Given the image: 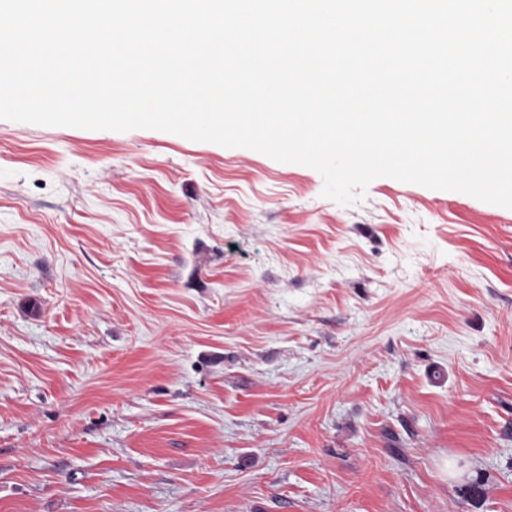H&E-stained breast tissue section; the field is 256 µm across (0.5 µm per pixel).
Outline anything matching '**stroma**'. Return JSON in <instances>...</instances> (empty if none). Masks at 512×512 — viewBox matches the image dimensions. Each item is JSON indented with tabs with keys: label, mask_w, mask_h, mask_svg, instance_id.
I'll use <instances>...</instances> for the list:
<instances>
[{
	"label": "stroma",
	"mask_w": 512,
	"mask_h": 512,
	"mask_svg": "<svg viewBox=\"0 0 512 512\" xmlns=\"http://www.w3.org/2000/svg\"><path fill=\"white\" fill-rule=\"evenodd\" d=\"M0 120V512H512V209Z\"/></svg>",
	"instance_id": "1"
}]
</instances>
